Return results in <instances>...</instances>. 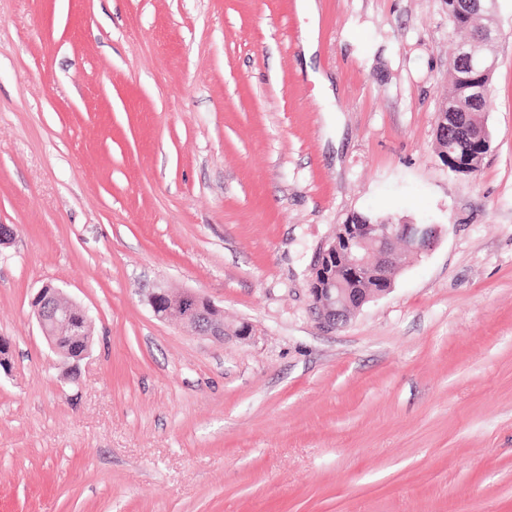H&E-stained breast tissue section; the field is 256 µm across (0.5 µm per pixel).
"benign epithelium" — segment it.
<instances>
[{
    "label": "benign epithelium",
    "instance_id": "7a95c632",
    "mask_svg": "<svg viewBox=\"0 0 512 512\" xmlns=\"http://www.w3.org/2000/svg\"><path fill=\"white\" fill-rule=\"evenodd\" d=\"M453 13L482 15L489 19L486 37L461 43L452 62V69L473 73L472 82L465 88L464 99L459 103L460 112L468 116L479 111V103L487 97L498 66L492 50L498 36L496 0H457ZM446 111L448 105L445 104L437 116L436 141L440 142L444 159L453 172L471 175L490 152V132L487 127L476 125L473 150L461 153L456 149L457 142L448 136ZM439 233L438 224H397L391 218L367 224L336 225L331 237L315 253L312 264L309 293L322 323L336 328L364 304L388 294L393 287V271L402 257L427 254ZM346 279L356 287L341 289ZM146 303L154 317L160 320L176 317L195 334L220 342L226 336L244 338L253 332L252 324L246 321L233 329L227 328L224 309L197 291L154 288L146 295ZM31 305L50 349L63 363L77 366L89 353L93 326L89 310L51 282L42 285Z\"/></svg>",
    "mask_w": 512,
    "mask_h": 512
}]
</instances>
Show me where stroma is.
<instances>
[{
	"instance_id": "obj_1",
	"label": "stroma",
	"mask_w": 512,
	"mask_h": 512,
	"mask_svg": "<svg viewBox=\"0 0 512 512\" xmlns=\"http://www.w3.org/2000/svg\"><path fill=\"white\" fill-rule=\"evenodd\" d=\"M315 3L0 0V512H512V0L469 176L448 0ZM369 211L443 231L324 327L312 259ZM48 281L93 317L72 373ZM158 285L252 335L157 319ZM452 76V88L448 95V104L452 105L458 91V82ZM447 102L443 105L437 116L436 123V141L440 142L444 159L447 160L448 168L458 174L471 175L474 174L488 155L491 149V136L486 126L478 123L476 125V132L474 134L473 142L475 146L469 153H459L456 149L457 142L448 136V121L445 118L444 112H448ZM452 167V169L450 168ZM31 305L50 349L64 364L77 366L89 353V336L93 326L89 310L70 299L62 288L51 282L42 285ZM65 336H71L76 342L78 347L75 350H68L61 344Z\"/></svg>"
}]
</instances>
